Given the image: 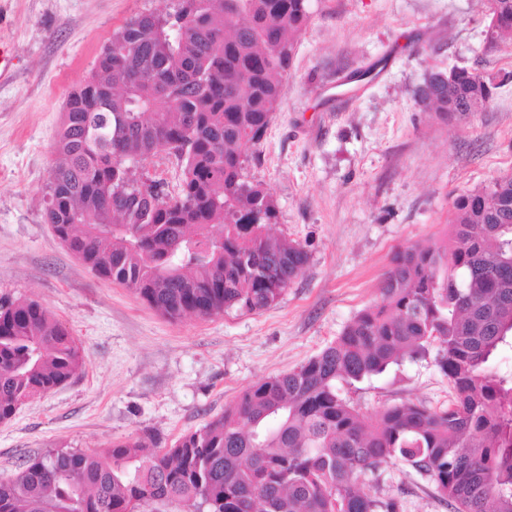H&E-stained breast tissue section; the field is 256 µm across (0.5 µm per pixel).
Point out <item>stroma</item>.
Returning <instances> with one entry per match:
<instances>
[{
	"mask_svg": "<svg viewBox=\"0 0 512 512\" xmlns=\"http://www.w3.org/2000/svg\"><path fill=\"white\" fill-rule=\"evenodd\" d=\"M167 0H0V297L41 302L82 344V374L0 423V480L50 449L100 451L132 433L160 446L223 414L243 390L292 370L378 299L392 254L446 236L457 194L512 171V80L482 111L443 121L416 103L426 72L512 73V44L486 50L484 0H311L288 88L248 166L273 195L276 230L310 260L279 302L172 321L99 277L43 222L53 143L69 92L132 15ZM363 414L447 404L433 359L343 386ZM401 512H448L410 468L365 481Z\"/></svg>",
	"mask_w": 512,
	"mask_h": 512,
	"instance_id": "35a3bbf8",
	"label": "stroma"
}]
</instances>
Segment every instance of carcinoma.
Masks as SVG:
<instances>
[{
    "mask_svg": "<svg viewBox=\"0 0 512 512\" xmlns=\"http://www.w3.org/2000/svg\"><path fill=\"white\" fill-rule=\"evenodd\" d=\"M488 47L512 40V0H487ZM310 0H176L128 18L74 89L54 145L44 223L99 275L161 314L254 313L309 262L273 231L277 206L247 175L288 86ZM431 69L416 90L448 120L486 108L497 84ZM173 156L179 191L129 188ZM450 241L394 252L379 299L301 366L261 380L167 448L130 434L105 451L53 449L0 481V512H400L364 478L401 463L450 512H512V172L457 195ZM448 406L402 402L368 417L338 385L426 358ZM85 352L35 300L0 298V422L79 376Z\"/></svg>",
    "mask_w": 512,
    "mask_h": 512,
    "instance_id": "carcinoma-1",
    "label": "carcinoma"
}]
</instances>
